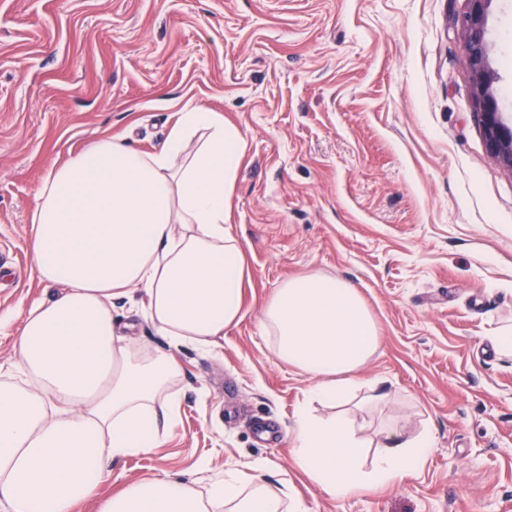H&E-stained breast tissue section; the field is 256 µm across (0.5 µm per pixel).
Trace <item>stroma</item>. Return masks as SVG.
<instances>
[{
    "label": "stroma",
    "mask_w": 512,
    "mask_h": 512,
    "mask_svg": "<svg viewBox=\"0 0 512 512\" xmlns=\"http://www.w3.org/2000/svg\"><path fill=\"white\" fill-rule=\"evenodd\" d=\"M464 0H0V367L14 332L55 287L34 272L30 215L50 168L101 135L160 150L201 104L245 140L229 225L250 280L245 314L207 351L175 350L180 411L165 443L111 460L97 499L173 476L204 487L228 470L287 484L306 512H512V172L486 151L463 40ZM491 66L512 114V0H493ZM321 272L374 316L360 369L386 393L350 404L365 437L385 422L431 429L424 467L378 492L331 499L285 437L311 380L281 361L261 311L277 286ZM121 331L166 341L135 303Z\"/></svg>",
    "instance_id": "obj_1"
}]
</instances>
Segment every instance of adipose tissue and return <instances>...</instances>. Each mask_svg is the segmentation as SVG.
Masks as SVG:
<instances>
[{
  "mask_svg": "<svg viewBox=\"0 0 512 512\" xmlns=\"http://www.w3.org/2000/svg\"><path fill=\"white\" fill-rule=\"evenodd\" d=\"M245 143L204 106L184 107L163 148L141 152L100 138L51 169L35 192L32 250L41 282L62 285L30 306L15 336L14 369L0 381V512H75L95 497L108 460L160 447L179 413L171 391L184 345L213 347L243 316L249 271L228 225ZM143 292L142 312L167 350L150 354L116 335V301ZM277 356L308 376L310 400L334 407L296 415L295 465L326 496L344 500L419 471L432 430L394 426L359 437L339 408L350 395L385 398L360 368L380 345L359 292L314 272L283 282L262 311ZM98 512H304L287 487L210 477L206 492L170 477L126 483Z\"/></svg>",
  "mask_w": 512,
  "mask_h": 512,
  "instance_id": "obj_1",
  "label": "adipose tissue"
}]
</instances>
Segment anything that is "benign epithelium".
<instances>
[{
  "label": "benign epithelium",
  "instance_id": "1",
  "mask_svg": "<svg viewBox=\"0 0 512 512\" xmlns=\"http://www.w3.org/2000/svg\"><path fill=\"white\" fill-rule=\"evenodd\" d=\"M466 10L454 19L461 31L464 61L470 73L477 116L487 152L512 171V116L503 112L490 64L487 24L493 0H465Z\"/></svg>",
  "mask_w": 512,
  "mask_h": 512
}]
</instances>
